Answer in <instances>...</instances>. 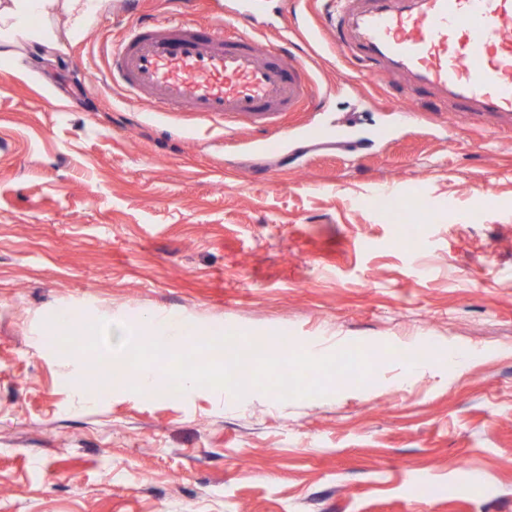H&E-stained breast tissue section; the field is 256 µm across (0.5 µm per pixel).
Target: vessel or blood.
I'll use <instances>...</instances> for the list:
<instances>
[{"mask_svg": "<svg viewBox=\"0 0 512 512\" xmlns=\"http://www.w3.org/2000/svg\"><path fill=\"white\" fill-rule=\"evenodd\" d=\"M168 2L175 19L136 13L100 74L133 105L270 126L318 95L301 64L257 37L288 0H232L205 28L191 18L195 0ZM320 28L375 78L401 77L392 110L402 128L415 120L406 102L424 91L462 112L512 116V0H335Z\"/></svg>", "mask_w": 512, "mask_h": 512, "instance_id": "obj_1", "label": "vessel or blood"}]
</instances>
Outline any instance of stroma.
Wrapping results in <instances>:
<instances>
[{
  "label": "stroma",
  "instance_id": "stroma-1",
  "mask_svg": "<svg viewBox=\"0 0 512 512\" xmlns=\"http://www.w3.org/2000/svg\"><path fill=\"white\" fill-rule=\"evenodd\" d=\"M325 3L286 14L285 46L336 94L268 130L96 85L133 22L114 2L80 32L50 18L53 47L0 43V512H512V118L424 92L396 128L397 79L318 35ZM384 186L422 218L413 247ZM62 308L114 344L156 311L386 362L287 401L85 398L78 354L41 343ZM424 338L478 357L402 380Z\"/></svg>",
  "mask_w": 512,
  "mask_h": 512
}]
</instances>
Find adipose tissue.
Returning a JSON list of instances; mask_svg holds the SVG:
<instances>
[{
  "label": "adipose tissue",
  "instance_id": "1",
  "mask_svg": "<svg viewBox=\"0 0 512 512\" xmlns=\"http://www.w3.org/2000/svg\"><path fill=\"white\" fill-rule=\"evenodd\" d=\"M108 3L109 0H0V41L16 44L35 37L25 23L32 14L43 18L62 11L68 15L72 30H82L91 9L105 8ZM36 37L48 45L56 41L55 35L46 30Z\"/></svg>",
  "mask_w": 512,
  "mask_h": 512
}]
</instances>
